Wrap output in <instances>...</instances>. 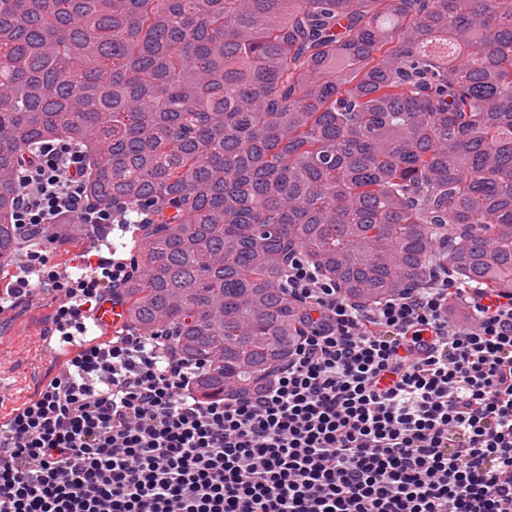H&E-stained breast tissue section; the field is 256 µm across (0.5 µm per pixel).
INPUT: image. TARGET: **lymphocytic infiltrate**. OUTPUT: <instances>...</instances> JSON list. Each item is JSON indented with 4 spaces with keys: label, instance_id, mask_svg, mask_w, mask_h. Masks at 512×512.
<instances>
[{
    "label": "lymphocytic infiltrate",
    "instance_id": "lymphocytic-infiltrate-1",
    "mask_svg": "<svg viewBox=\"0 0 512 512\" xmlns=\"http://www.w3.org/2000/svg\"><path fill=\"white\" fill-rule=\"evenodd\" d=\"M72 143L17 174L13 219L110 224ZM63 276L33 243L24 276L61 296L64 342L131 273L126 260ZM309 322L262 390L201 398L205 364L134 334L92 346L0 424V512H512V294L451 272L374 305L302 257L284 275ZM462 301L463 318L451 304Z\"/></svg>",
    "mask_w": 512,
    "mask_h": 512
}]
</instances>
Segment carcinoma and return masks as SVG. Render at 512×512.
<instances>
[{"label": "carcinoma", "instance_id": "1", "mask_svg": "<svg viewBox=\"0 0 512 512\" xmlns=\"http://www.w3.org/2000/svg\"><path fill=\"white\" fill-rule=\"evenodd\" d=\"M56 139L137 212L125 330L205 362V395L288 364L296 255L362 306L445 268L512 293V0H0L1 270Z\"/></svg>", "mask_w": 512, "mask_h": 512}]
</instances>
